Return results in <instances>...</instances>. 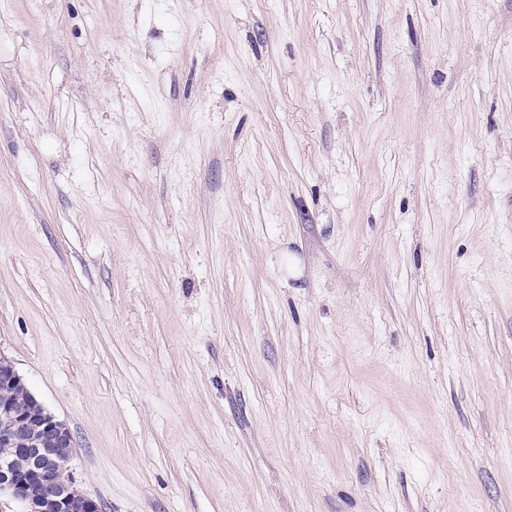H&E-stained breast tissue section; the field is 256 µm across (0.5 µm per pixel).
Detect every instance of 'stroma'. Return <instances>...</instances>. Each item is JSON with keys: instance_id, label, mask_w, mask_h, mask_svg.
Returning a JSON list of instances; mask_svg holds the SVG:
<instances>
[{"instance_id": "1", "label": "stroma", "mask_w": 512, "mask_h": 512, "mask_svg": "<svg viewBox=\"0 0 512 512\" xmlns=\"http://www.w3.org/2000/svg\"><path fill=\"white\" fill-rule=\"evenodd\" d=\"M0 352L102 512H512V0H0Z\"/></svg>"}]
</instances>
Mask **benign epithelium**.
<instances>
[{
	"mask_svg": "<svg viewBox=\"0 0 512 512\" xmlns=\"http://www.w3.org/2000/svg\"><path fill=\"white\" fill-rule=\"evenodd\" d=\"M77 442L0 353V499L22 512H100L71 472Z\"/></svg>",
	"mask_w": 512,
	"mask_h": 512,
	"instance_id": "benign-epithelium-1",
	"label": "benign epithelium"
}]
</instances>
